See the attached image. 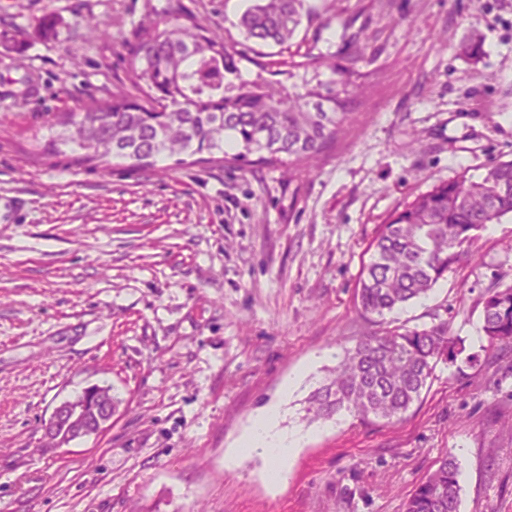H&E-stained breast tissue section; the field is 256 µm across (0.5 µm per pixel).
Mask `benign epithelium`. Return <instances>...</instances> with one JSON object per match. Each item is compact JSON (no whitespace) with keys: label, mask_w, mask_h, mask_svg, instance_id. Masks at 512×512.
<instances>
[{"label":"benign epithelium","mask_w":512,"mask_h":512,"mask_svg":"<svg viewBox=\"0 0 512 512\" xmlns=\"http://www.w3.org/2000/svg\"><path fill=\"white\" fill-rule=\"evenodd\" d=\"M119 405L103 396L101 386L85 388L82 397L66 400L53 410L44 426L47 448H64L71 442L104 430Z\"/></svg>","instance_id":"7a95c632"}]
</instances>
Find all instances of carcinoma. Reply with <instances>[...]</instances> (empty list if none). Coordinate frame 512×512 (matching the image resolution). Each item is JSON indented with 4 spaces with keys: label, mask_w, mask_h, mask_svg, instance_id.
Returning a JSON list of instances; mask_svg holds the SVG:
<instances>
[{
    "label": "carcinoma",
    "mask_w": 512,
    "mask_h": 512,
    "mask_svg": "<svg viewBox=\"0 0 512 512\" xmlns=\"http://www.w3.org/2000/svg\"><path fill=\"white\" fill-rule=\"evenodd\" d=\"M240 18L245 39L285 48L305 19L317 15L310 0H249ZM172 23L140 26L125 41L128 80L137 94L95 99L79 112L49 124L51 154L72 144L75 162L133 161L208 155L206 161L273 166L288 157L299 172L323 154L343 131L361 40L349 41L350 64L310 52L291 63L289 86L242 77L240 52L217 40L182 0H167ZM330 78L320 79L323 71ZM512 215V160L495 161L476 177L464 170L396 209L373 239L370 261L359 279L358 307L370 319L421 299L443 279L489 225ZM481 331L490 344H512V284H495L481 300ZM458 351L446 326L383 329L347 350L313 399L314 413L343 409L361 418L394 423L420 399L438 363ZM459 466L451 455L410 494L405 512H459Z\"/></svg>",
    "instance_id": "carcinoma-1"
}]
</instances>
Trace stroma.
I'll return each mask as SVG.
<instances>
[{"instance_id": "35a3bbf8", "label": "stroma", "mask_w": 512, "mask_h": 512, "mask_svg": "<svg viewBox=\"0 0 512 512\" xmlns=\"http://www.w3.org/2000/svg\"><path fill=\"white\" fill-rule=\"evenodd\" d=\"M326 2L289 50L263 53L277 72L327 48L343 65L362 36L366 91L311 173L168 158L106 174L46 155L45 125L129 91L124 41L163 22L166 0H0V512H404L447 455L459 512H512V345L480 329L484 291L512 282V216L385 323L356 301L392 211L512 160V0ZM182 3L254 77L248 0ZM49 12L61 23L46 39ZM84 17L109 37L89 39ZM474 36L478 60L461 50ZM440 323L463 352L400 422L310 412L359 338ZM91 385L120 398L112 421L43 447L53 409ZM272 405L301 438L278 484L234 453Z\"/></svg>"}]
</instances>
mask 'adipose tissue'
I'll return each instance as SVG.
<instances>
[{
    "instance_id": "ef3b65f1",
    "label": "adipose tissue",
    "mask_w": 512,
    "mask_h": 512,
    "mask_svg": "<svg viewBox=\"0 0 512 512\" xmlns=\"http://www.w3.org/2000/svg\"><path fill=\"white\" fill-rule=\"evenodd\" d=\"M279 410L268 407L254 421L251 429L239 442V450L266 458L270 465V478L280 482L288 476V461L299 445L295 436L281 434L278 430Z\"/></svg>"
}]
</instances>
